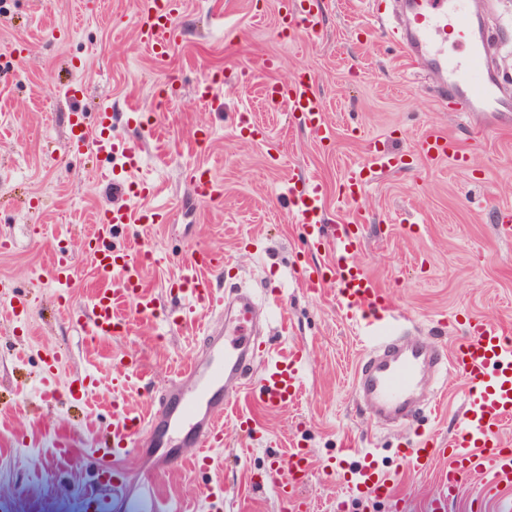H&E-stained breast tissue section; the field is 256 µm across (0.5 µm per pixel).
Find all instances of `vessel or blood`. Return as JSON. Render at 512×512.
<instances>
[{
    "instance_id": "b4317fda",
    "label": "vessel or blood",
    "mask_w": 512,
    "mask_h": 512,
    "mask_svg": "<svg viewBox=\"0 0 512 512\" xmlns=\"http://www.w3.org/2000/svg\"><path fill=\"white\" fill-rule=\"evenodd\" d=\"M469 0H410L405 36L401 43L419 66L436 73L448 87V96L464 112L491 111L497 100L496 83L485 66L483 39L468 27ZM182 0H164L155 5L148 0L138 18V34L158 56H167L179 38L177 18ZM324 9V0H283L280 25L294 32H313ZM466 46L465 55H449V44ZM311 79L299 74L287 85L267 86V98L299 113L321 138L328 139L332 130L323 106L310 88ZM71 146L75 152L104 153L122 160L124 166L136 168V146L112 135V115H98L95 137H88L82 122L71 129ZM418 152L429 160L452 156L453 143L446 136L430 134L418 142ZM397 163L389 153L369 149L366 163L353 168L347 177L346 202H355L369 187L377 173ZM294 216L300 224L309 249L332 246L336 258L328 265L308 272L306 285L316 288L323 279H333L339 301L358 320L364 336L384 345L381 356L365 362L356 381V391L379 412L400 409L413 399L427 366L450 365L464 379V412L455 435L444 448L448 456V476L426 503V512H448L472 480H480L483 494L497 495L512 487V448L504 447L495 433L497 424L512 416V321L501 319L469 322L467 334L452 354L430 348L423 342L397 343L391 331L397 322L395 308L377 288L368 271L354 259L362 239L349 225L326 227L323 223V198L319 187L294 194ZM158 210L132 212L113 208L98 214L96 231L88 240V251L105 279L103 288L95 290L87 305L86 333L91 338L125 335L129 322L119 309L125 300H133L140 318L155 317V295L143 284L144 263L140 256L112 246V229L123 226L135 229L142 224L161 222ZM223 255L197 251L183 267L178 278L182 292L192 299L191 312L213 313L223 309L224 298L213 292L202 270H222ZM52 280L70 287L75 268L68 256H55L50 270ZM256 304L243 296L236 318L230 319L223 334L210 335L209 357L204 364H194L181 373L177 387L153 405L148 418L125 417L111 435L98 436V448H111L117 468L107 467L100 458H88L95 467L100 490L89 492L83 501L84 512H112L117 504H137L140 512H161L157 505L151 477L154 472L178 466L180 448L195 446L200 455L223 444L225 409L235 411L236 421L245 434L256 430L252 413L240 409L241 399L254 400L268 408H281L297 394L303 372V352L293 349L270 355L263 337L253 331ZM263 368L256 388H247L243 378L255 361ZM148 433L153 448L150 461L130 469L126 460L139 457L143 450L139 436ZM311 463L304 450L293 453L287 471H274L272 485L282 501L293 500L296 489L308 482ZM357 496H374L396 501L395 477L382 474L372 452H365L357 469L347 479Z\"/></svg>"
}]
</instances>
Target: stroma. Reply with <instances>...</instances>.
<instances>
[{
    "instance_id": "35a3bbf8",
    "label": "stroma",
    "mask_w": 512,
    "mask_h": 512,
    "mask_svg": "<svg viewBox=\"0 0 512 512\" xmlns=\"http://www.w3.org/2000/svg\"><path fill=\"white\" fill-rule=\"evenodd\" d=\"M146 0H0V512H82L96 480L83 459L110 431L113 403L144 413L175 389V372L205 349L185 323L187 300L171 285L180 265L201 248L229 260L206 278L217 294H253L267 308L262 334L285 353L302 347L297 396L279 409L254 407L258 433L243 437L224 420V444L206 466L156 473V495L176 512H288L274 494L271 463L287 467L297 449L312 461L299 492L302 512H392L389 502L349 493L343 480L372 451L380 471L398 475L397 493L414 512L448 472L437 455L425 469L405 467L407 444L447 442L462 411L463 380L453 369L433 378L444 388L439 407L421 405L407 420L380 421L354 385L369 356L355 322L337 303L332 280L307 288L300 269L333 259L331 249L305 248L284 191L287 183L322 188L323 220L360 222L357 259L405 320L407 341L453 351L470 318L512 317V0H474L472 26L488 35L487 62L501 79L499 109L463 116L449 111L434 73L420 69L394 42L401 0H325L312 36H285L279 0H183L182 31L168 63L140 41L137 15ZM311 77L334 135L325 140L286 107L265 97L269 83ZM218 77L212 99L197 84ZM171 104L158 127L131 120ZM112 112V133L138 147L140 164L114 184L118 160L69 148V119L80 113L88 132ZM258 129L240 133V120ZM210 138L196 145V131ZM450 138L464 162L428 161L415 143L428 133ZM402 156L348 206L345 172L369 145ZM207 166L222 197H199L191 183ZM153 186L143 197L133 183ZM114 205L159 209L163 222L121 229L117 246L152 251L146 282L158 299L156 323L91 342L74 315L102 279L80 251L101 211ZM71 249L72 287L51 280L57 247ZM16 306L18 317L8 316ZM55 369H47L50 360ZM137 363L145 378L122 379ZM335 465L337 479L322 470Z\"/></svg>"
}]
</instances>
